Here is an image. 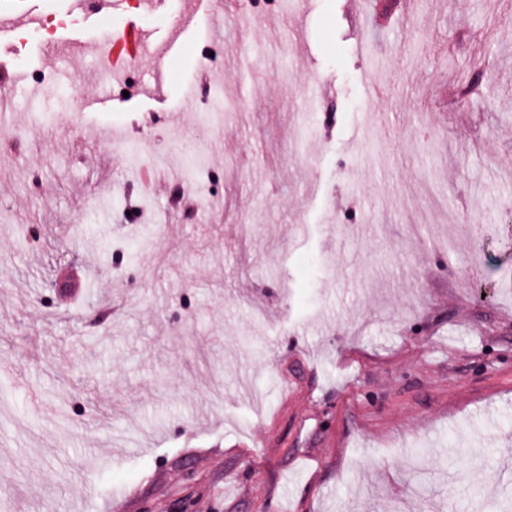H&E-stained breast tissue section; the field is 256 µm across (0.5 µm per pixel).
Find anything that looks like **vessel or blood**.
I'll return each mask as SVG.
<instances>
[{"mask_svg":"<svg viewBox=\"0 0 512 512\" xmlns=\"http://www.w3.org/2000/svg\"><path fill=\"white\" fill-rule=\"evenodd\" d=\"M166 6L167 0H139L140 17L134 20L124 14L121 0H60V9L74 21L59 25L54 41L70 49H84L97 40L94 28L111 24L110 66L101 80V100L107 103L113 85L124 83L130 66L148 56L160 71L167 57L177 51L176 40L156 44L153 30L143 22L144 17L163 13ZM44 17L42 0H0V49H16L18 32L39 27Z\"/></svg>","mask_w":512,"mask_h":512,"instance_id":"vessel-or-blood-1","label":"vessel or blood"}]
</instances>
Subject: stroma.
Segmentation results:
<instances>
[{
	"mask_svg": "<svg viewBox=\"0 0 512 512\" xmlns=\"http://www.w3.org/2000/svg\"><path fill=\"white\" fill-rule=\"evenodd\" d=\"M241 3L135 107L86 108L109 33L13 60L89 80L10 89L0 512H512V0ZM197 168L221 209L171 208Z\"/></svg>",
	"mask_w": 512,
	"mask_h": 512,
	"instance_id": "stroma-1",
	"label": "stroma"
}]
</instances>
